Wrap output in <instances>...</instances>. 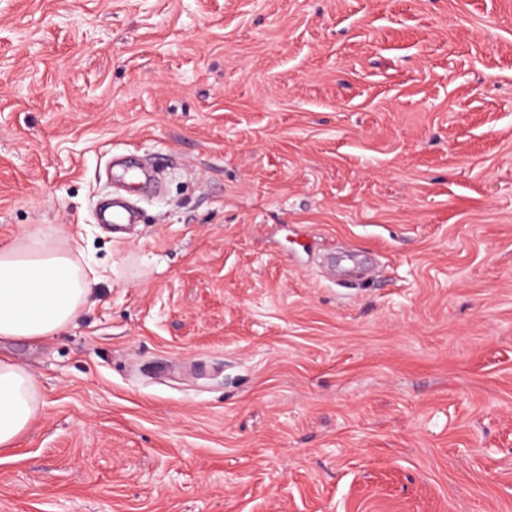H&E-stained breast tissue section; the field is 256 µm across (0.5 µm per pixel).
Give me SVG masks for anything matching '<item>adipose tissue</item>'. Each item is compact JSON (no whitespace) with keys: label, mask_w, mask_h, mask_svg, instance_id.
Returning a JSON list of instances; mask_svg holds the SVG:
<instances>
[{"label":"adipose tissue","mask_w":512,"mask_h":512,"mask_svg":"<svg viewBox=\"0 0 512 512\" xmlns=\"http://www.w3.org/2000/svg\"><path fill=\"white\" fill-rule=\"evenodd\" d=\"M78 244L52 230L0 244V340L58 335L80 317L93 293V269ZM43 411L40 384L23 365L0 358V450L16 446Z\"/></svg>","instance_id":"obj_1"}]
</instances>
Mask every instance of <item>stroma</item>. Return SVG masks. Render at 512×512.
<instances>
[{
    "instance_id": "obj_1",
    "label": "stroma",
    "mask_w": 512,
    "mask_h": 512,
    "mask_svg": "<svg viewBox=\"0 0 512 512\" xmlns=\"http://www.w3.org/2000/svg\"><path fill=\"white\" fill-rule=\"evenodd\" d=\"M39 227L102 279L0 340L44 399L0 512H512V0H0Z\"/></svg>"
}]
</instances>
